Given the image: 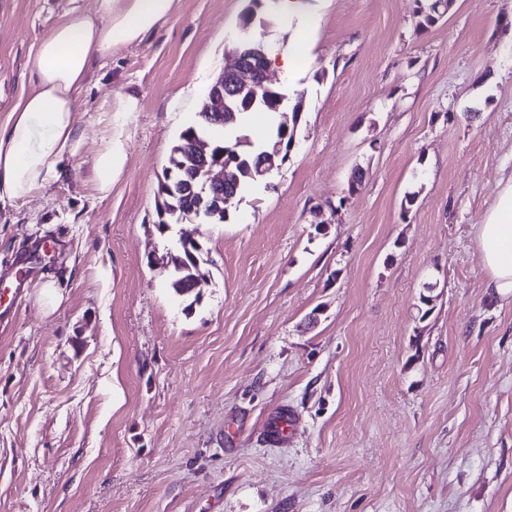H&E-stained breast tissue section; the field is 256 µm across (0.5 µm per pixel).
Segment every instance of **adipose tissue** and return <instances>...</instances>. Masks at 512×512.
Listing matches in <instances>:
<instances>
[{
	"label": "adipose tissue",
	"instance_id": "1",
	"mask_svg": "<svg viewBox=\"0 0 512 512\" xmlns=\"http://www.w3.org/2000/svg\"><path fill=\"white\" fill-rule=\"evenodd\" d=\"M178 0H94L73 9L41 41L33 63V88L19 98L0 128V202L31 199L54 166L75 154L78 94L96 61L142 40L176 12ZM137 108L127 96L101 114L103 135L93 156V184L108 195L127 164L126 118ZM475 244L493 296H512V176L501 181Z\"/></svg>",
	"mask_w": 512,
	"mask_h": 512
}]
</instances>
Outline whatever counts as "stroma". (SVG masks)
<instances>
[{
  "label": "stroma",
  "mask_w": 512,
  "mask_h": 512,
  "mask_svg": "<svg viewBox=\"0 0 512 512\" xmlns=\"http://www.w3.org/2000/svg\"><path fill=\"white\" fill-rule=\"evenodd\" d=\"M92 4L0 0V126L40 41ZM248 4L178 0L95 62L76 154L0 203V301L14 251L59 240L0 326V512H512V297L474 242L512 172V0H455L423 31L416 0L266 4L245 33ZM306 24L308 58L270 72L303 94L297 146L224 223L184 224L207 282L182 309L148 266L176 237L156 228L171 148L242 35L277 55ZM126 96L102 198L101 112ZM136 108V98L127 96L111 102L101 114L104 131L93 156L92 169L94 189L102 196L111 193L112 186L125 171L128 145L126 117Z\"/></svg>",
  "instance_id": "1"
}]
</instances>
